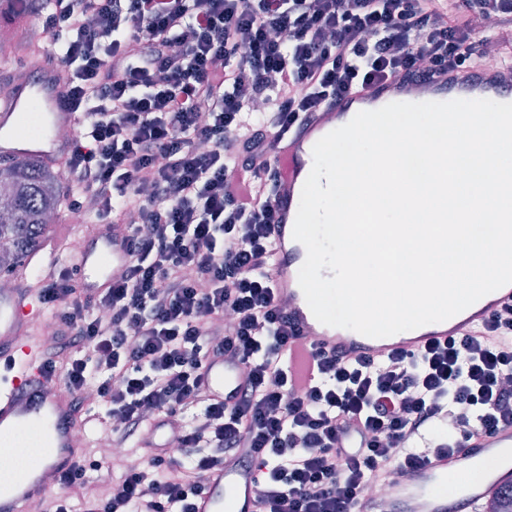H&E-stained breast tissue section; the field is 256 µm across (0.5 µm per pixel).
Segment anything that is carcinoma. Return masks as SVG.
Wrapping results in <instances>:
<instances>
[{"label":"carcinoma","mask_w":512,"mask_h":512,"mask_svg":"<svg viewBox=\"0 0 512 512\" xmlns=\"http://www.w3.org/2000/svg\"><path fill=\"white\" fill-rule=\"evenodd\" d=\"M20 0H0V26L14 27L26 20ZM62 183L51 168L32 157L0 160V275L22 267L37 251L47 226L46 215L58 213ZM490 512H512V482L488 498Z\"/></svg>","instance_id":"1"}]
</instances>
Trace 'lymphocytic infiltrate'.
Returning a JSON list of instances; mask_svg holds the SVG:
<instances>
[{"instance_id":"lymphocytic-infiltrate-1","label":"lymphocytic infiltrate","mask_w":512,"mask_h":512,"mask_svg":"<svg viewBox=\"0 0 512 512\" xmlns=\"http://www.w3.org/2000/svg\"><path fill=\"white\" fill-rule=\"evenodd\" d=\"M35 13L63 48L68 107L92 115L67 163V209L93 199L128 252L96 296L68 270L40 274L39 300L60 310L43 367L81 423L95 390L118 445L164 417L194 456L188 468L165 452L78 458L38 512H194L227 459L256 465L255 512H355L423 464L420 436L451 454L512 425V305L416 354L313 349L315 380L296 383L270 157L355 86L472 68L478 39L503 57L512 0H42ZM213 354L242 366L232 404L201 386Z\"/></svg>"}]
</instances>
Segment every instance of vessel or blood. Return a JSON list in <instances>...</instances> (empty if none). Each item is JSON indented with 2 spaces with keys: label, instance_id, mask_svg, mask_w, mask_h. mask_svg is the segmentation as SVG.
<instances>
[{
  "label": "vessel or blood",
  "instance_id": "obj_1",
  "mask_svg": "<svg viewBox=\"0 0 512 512\" xmlns=\"http://www.w3.org/2000/svg\"><path fill=\"white\" fill-rule=\"evenodd\" d=\"M58 70L41 62L22 70L8 96L0 97V156L28 154L59 168L65 167L72 148L58 138L57 129L77 128L78 115L65 104ZM455 99L512 101V61L498 68L474 67L436 74L411 89L402 78L389 79L370 89L355 88L335 107L304 125L297 133L277 142L271 152L278 171L275 204L280 222L273 230V279L279 303L302 341L288 352L291 368L309 357L310 344L335 349L350 356L383 358L397 350L417 352L435 342L480 329L491 315L512 305V284L487 294L450 319L407 331L401 337L371 338L358 332L321 324L312 314L298 283L307 251L293 237L303 185L312 169L315 143L337 129L340 120H352L368 106L393 102H448ZM127 260V247L119 233L105 230L87 239L78 256L80 286L99 293L112 283L111 270ZM40 313L38 298L30 289L0 290V446L7 438L27 429L46 431L50 456L21 470L9 484L0 485V512H29L33 501L58 487V477L79 454L78 415L59 378L46 377L41 349L29 336ZM208 397L233 403L242 383L237 361L221 356L207 358L200 370ZM147 445L170 448L173 434L161 419L147 425ZM461 479L454 496L437 493L449 476ZM512 481V427L460 449L452 455L430 454L428 460L399 482L397 512H478L497 486ZM258 472L254 466L226 461L216 469L194 503L195 512H254Z\"/></svg>",
  "mask_w": 512,
  "mask_h": 512
}]
</instances>
